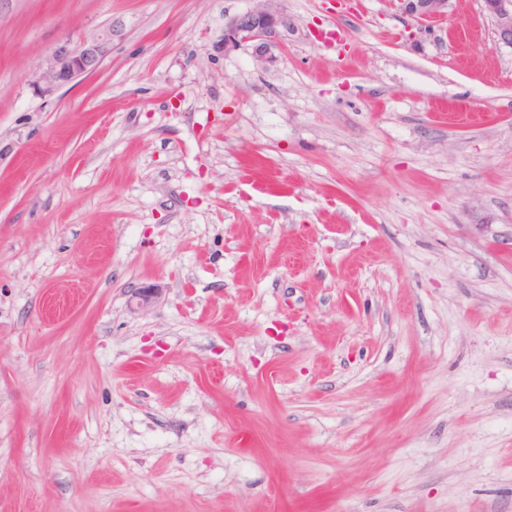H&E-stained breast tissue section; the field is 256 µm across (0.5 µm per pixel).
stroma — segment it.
<instances>
[{"instance_id": "stroma-1", "label": "stroma", "mask_w": 512, "mask_h": 512, "mask_svg": "<svg viewBox=\"0 0 512 512\" xmlns=\"http://www.w3.org/2000/svg\"><path fill=\"white\" fill-rule=\"evenodd\" d=\"M255 5L0 0V512H512V48ZM257 8L231 19L224 25V48L230 50L245 42H256V60L266 63L268 46L281 41L280 27H288V19L282 12L270 7L277 0H256ZM112 43V29L73 46L69 40L56 44L44 60L41 79L48 87L65 85L78 76L96 72Z\"/></svg>"}]
</instances>
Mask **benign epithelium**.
I'll return each instance as SVG.
<instances>
[{
  "mask_svg": "<svg viewBox=\"0 0 512 512\" xmlns=\"http://www.w3.org/2000/svg\"><path fill=\"white\" fill-rule=\"evenodd\" d=\"M273 0H259V6L244 15L231 19L224 25V50L228 51L245 42H255L256 60L268 62L265 57L268 46L281 40L280 28L288 27L285 15L271 8ZM401 12L413 20L433 22L448 16L451 0H395ZM492 20L497 41L512 46V0H481ZM112 43V29L100 36L74 46L65 40L56 44L44 60L41 79L47 86H59L75 78L96 72ZM132 297L136 299L137 312L148 311L154 302L155 289L137 288Z\"/></svg>",
  "mask_w": 512,
  "mask_h": 512,
  "instance_id": "obj_1",
  "label": "benign epithelium"
}]
</instances>
